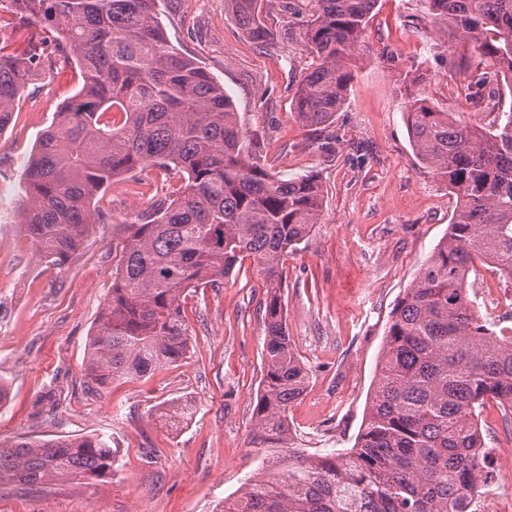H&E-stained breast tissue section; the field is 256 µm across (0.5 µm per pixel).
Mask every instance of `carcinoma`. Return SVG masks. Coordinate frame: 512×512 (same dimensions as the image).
I'll return each instance as SVG.
<instances>
[{
	"label": "carcinoma",
	"instance_id": "carcinoma-1",
	"mask_svg": "<svg viewBox=\"0 0 512 512\" xmlns=\"http://www.w3.org/2000/svg\"><path fill=\"white\" fill-rule=\"evenodd\" d=\"M158 0H0L19 28L21 55L0 46V132L34 67L55 44L82 86L38 138L25 171L22 224L47 262L66 261L101 217L92 200L117 178L158 167L179 175L177 197L130 225L112 288L88 342L92 383L143 377L189 348L182 302L217 285L246 258L266 288L263 373L249 443L272 472L224 499L220 512H470L476 477H490L479 417L512 410V331L497 333L471 298L475 261L512 283V108L494 129L415 99L407 127L416 157L448 181L457 205L392 312L375 387L354 447H291L288 411L307 372L288 336L283 259L311 233L323 205L313 174L275 176L247 138L233 101L158 22ZM264 0H232L241 29L266 44ZM303 40L316 56L294 106L313 131L328 127L353 78L349 67L377 0H313ZM444 38L488 61L470 98L512 93V0H422ZM117 449L100 436L0 441V486L101 479Z\"/></svg>",
	"mask_w": 512,
	"mask_h": 512
}]
</instances>
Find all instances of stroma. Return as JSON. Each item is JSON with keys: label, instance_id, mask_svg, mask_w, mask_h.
Listing matches in <instances>:
<instances>
[{"label": "stroma", "instance_id": "obj_1", "mask_svg": "<svg viewBox=\"0 0 512 512\" xmlns=\"http://www.w3.org/2000/svg\"><path fill=\"white\" fill-rule=\"evenodd\" d=\"M312 0H265L272 45L250 40L230 0H162L158 17L171 42L223 84L243 129L261 143L277 175L312 173L323 187L320 221L284 263L288 334L308 386L289 410L295 444L308 452L353 447L366 414L390 312L448 233L456 198L415 156L409 100L491 128L512 109L502 92L485 107L455 97L464 69L481 59L443 42L422 22L420 0H378L351 63L346 100L329 127L330 149L293 110L315 57L301 39ZM80 88L76 69L51 52L0 132L1 440L100 435L119 451L110 478L84 484L0 486V512H215L263 468L248 447L262 377L265 299L251 260L218 287L195 288L185 304L189 350L179 362L133 380L91 383L88 341L112 287L129 224L177 184L146 169L117 181L98 200L90 225L65 263H46L20 219L22 185L40 133ZM189 402L190 420L161 418ZM486 447L497 449V480L512 493L502 446L512 421L487 406Z\"/></svg>", "mask_w": 512, "mask_h": 512}]
</instances>
